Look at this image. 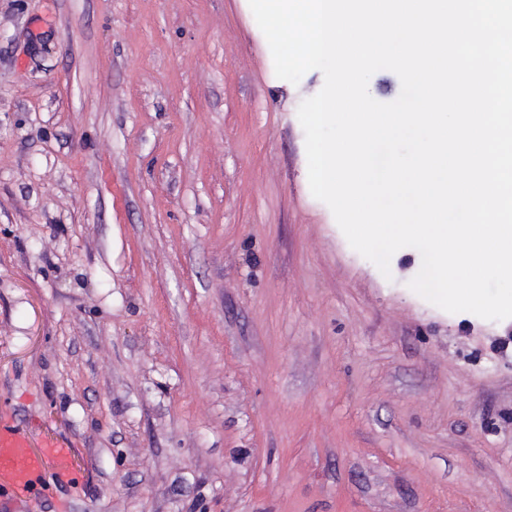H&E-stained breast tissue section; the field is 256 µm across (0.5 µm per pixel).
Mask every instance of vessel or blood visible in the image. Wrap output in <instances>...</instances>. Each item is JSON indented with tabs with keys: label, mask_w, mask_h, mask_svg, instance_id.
Returning a JSON list of instances; mask_svg holds the SVG:
<instances>
[{
	"label": "vessel or blood",
	"mask_w": 512,
	"mask_h": 512,
	"mask_svg": "<svg viewBox=\"0 0 512 512\" xmlns=\"http://www.w3.org/2000/svg\"><path fill=\"white\" fill-rule=\"evenodd\" d=\"M49 472L62 483L75 479L70 448L55 438L33 445L26 431L0 420V495L12 500L32 497Z\"/></svg>",
	"instance_id": "vessel-or-blood-1"
}]
</instances>
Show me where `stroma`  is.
Returning a JSON list of instances; mask_svg holds the SVG:
<instances>
[{"label":"stroma","instance_id":"1","mask_svg":"<svg viewBox=\"0 0 512 512\" xmlns=\"http://www.w3.org/2000/svg\"><path fill=\"white\" fill-rule=\"evenodd\" d=\"M248 0H0L8 512H512L508 320L356 252ZM49 471L62 483L76 479L71 448L56 438L34 447L26 431L0 419V500L32 497Z\"/></svg>","mask_w":512,"mask_h":512}]
</instances>
